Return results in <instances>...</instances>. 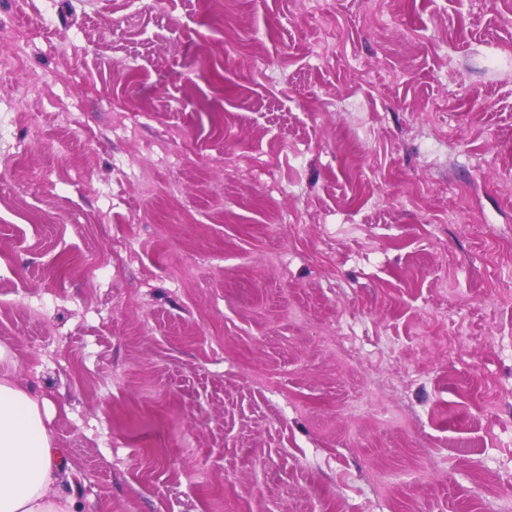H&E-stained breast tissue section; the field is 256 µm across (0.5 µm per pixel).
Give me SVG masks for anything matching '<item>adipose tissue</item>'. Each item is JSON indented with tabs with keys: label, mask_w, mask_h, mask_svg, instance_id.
<instances>
[{
	"label": "adipose tissue",
	"mask_w": 512,
	"mask_h": 512,
	"mask_svg": "<svg viewBox=\"0 0 512 512\" xmlns=\"http://www.w3.org/2000/svg\"><path fill=\"white\" fill-rule=\"evenodd\" d=\"M15 371L1 344L0 512H78L75 494L59 492L69 463L48 427V401L20 384Z\"/></svg>",
	"instance_id": "1"
}]
</instances>
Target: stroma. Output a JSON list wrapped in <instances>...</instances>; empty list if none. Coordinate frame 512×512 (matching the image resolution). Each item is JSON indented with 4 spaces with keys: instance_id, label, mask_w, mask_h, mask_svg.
<instances>
[{
    "instance_id": "stroma-1",
    "label": "stroma",
    "mask_w": 512,
    "mask_h": 512,
    "mask_svg": "<svg viewBox=\"0 0 512 512\" xmlns=\"http://www.w3.org/2000/svg\"><path fill=\"white\" fill-rule=\"evenodd\" d=\"M0 25V345L80 512H512V0Z\"/></svg>"
}]
</instances>
